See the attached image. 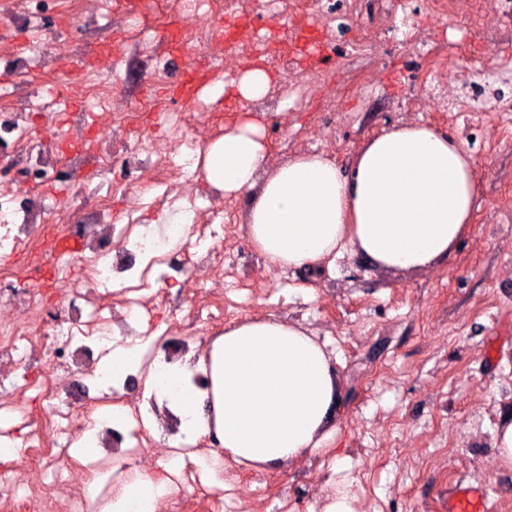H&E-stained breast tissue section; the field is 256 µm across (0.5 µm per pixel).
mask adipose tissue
<instances>
[{
	"label": "adipose tissue",
	"mask_w": 512,
	"mask_h": 512,
	"mask_svg": "<svg viewBox=\"0 0 512 512\" xmlns=\"http://www.w3.org/2000/svg\"><path fill=\"white\" fill-rule=\"evenodd\" d=\"M265 126L243 112L206 144V183L224 196L251 195L248 239L270 265L310 268L353 252L378 270L421 272L447 260L472 222L477 162L448 133L416 122L370 138L348 167L320 153L268 169ZM198 368L166 384L189 421L192 439L215 436L214 469L225 460L277 468L322 449L331 437L339 386L331 352L303 327L276 317L225 328ZM165 478L137 473L119 480L102 512H158Z\"/></svg>",
	"instance_id": "adipose-tissue-1"
}]
</instances>
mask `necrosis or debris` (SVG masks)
I'll use <instances>...</instances> for the list:
<instances>
[{"label":"necrosis or debris","mask_w":512,"mask_h":512,"mask_svg":"<svg viewBox=\"0 0 512 512\" xmlns=\"http://www.w3.org/2000/svg\"><path fill=\"white\" fill-rule=\"evenodd\" d=\"M282 11L291 16L317 18L323 29H332L338 14L356 24L355 42L346 45L345 56L372 52L385 35H402L408 56L425 74L426 91L445 112L496 115L512 122V73L495 70L490 58L479 66L459 70L446 80L448 58L429 48L412 27L413 0H395L392 24L382 30L370 23L379 0H281ZM28 109L0 121V139L10 141L8 153L0 152V439L43 455L49 466L64 471L62 449L75 447L86 428H96L125 457L164 441L161 466L179 464L175 485L203 484L204 473L182 451L176 440L182 420L161 405L156 393L127 397V384L186 364L187 354H200L189 347L186 336L198 325L209 323L216 306V292L223 289L225 267L231 255L221 252L235 225L224 221V196L214 192L191 201L187 224L168 225L155 233L151 225L128 220L105 223L102 215L115 198L130 195L147 183L156 188V205L173 206L181 201L178 186L189 177L188 168L198 157L189 145L184 163H176L177 149L170 140L156 135L132 136L137 119L133 112L112 115V137L125 146L115 155L87 145L88 128L81 114H74L63 131L66 142L61 161L53 166L42 159L49 142L39 125L48 121L42 101H28ZM62 184L65 195L35 204L32 195L46 184ZM82 257L83 268L71 293L51 300L44 280L45 265L55 276L71 274L73 260ZM183 289L190 301L189 313L172 314L168 289ZM141 346L140 365L128 372L123 383L112 387L113 399L125 409L119 422L105 419L81 424L75 415L73 385H61V376L93 374L98 363L120 347ZM39 364L47 375L32 379L52 409L43 429L15 434L12 423L27 417L17 397L12 373ZM84 482L72 485L68 503H61L57 489L25 486L7 473H0V501L13 504L35 502L37 512H81Z\"/></svg>","instance_id":"necrosis-or-debris-1"}]
</instances>
